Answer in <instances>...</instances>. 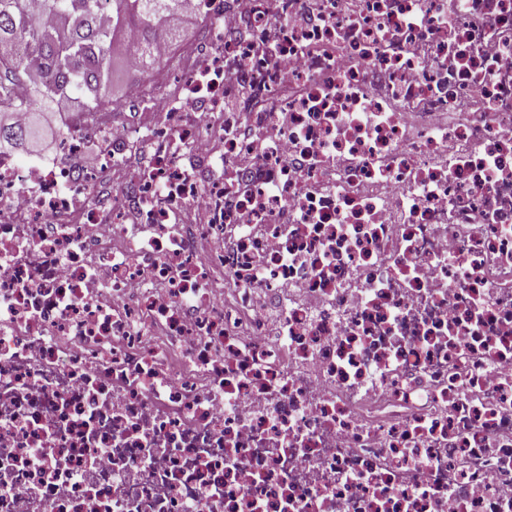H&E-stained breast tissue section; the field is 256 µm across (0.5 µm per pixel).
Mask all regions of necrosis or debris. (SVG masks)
<instances>
[{
	"label": "necrosis or debris",
	"instance_id": "4bbe7bcc",
	"mask_svg": "<svg viewBox=\"0 0 512 512\" xmlns=\"http://www.w3.org/2000/svg\"><path fill=\"white\" fill-rule=\"evenodd\" d=\"M190 2L0 154V512H512V0Z\"/></svg>",
	"mask_w": 512,
	"mask_h": 512
}]
</instances>
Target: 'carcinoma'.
Masks as SVG:
<instances>
[{
    "label": "carcinoma",
    "mask_w": 512,
    "mask_h": 512,
    "mask_svg": "<svg viewBox=\"0 0 512 512\" xmlns=\"http://www.w3.org/2000/svg\"><path fill=\"white\" fill-rule=\"evenodd\" d=\"M183 0H42L50 24L36 23L29 0H0V94L24 83L28 98L3 105L0 97V151L38 137L35 118L18 124L12 112L47 111L64 99L78 103L82 112L93 103L110 99L114 54L135 51L140 73L164 65L155 53L158 37L174 43L180 37L175 21L183 15ZM136 28V48L125 45L124 35Z\"/></svg>",
    "instance_id": "carcinoma-1"
}]
</instances>
